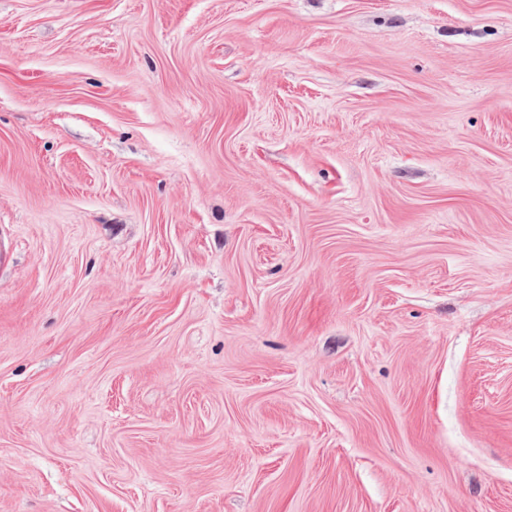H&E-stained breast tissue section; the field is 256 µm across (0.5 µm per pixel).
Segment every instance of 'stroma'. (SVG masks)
Segmentation results:
<instances>
[{
	"instance_id": "1",
	"label": "stroma",
	"mask_w": 512,
	"mask_h": 512,
	"mask_svg": "<svg viewBox=\"0 0 512 512\" xmlns=\"http://www.w3.org/2000/svg\"><path fill=\"white\" fill-rule=\"evenodd\" d=\"M0 512H512V0H0Z\"/></svg>"
}]
</instances>
